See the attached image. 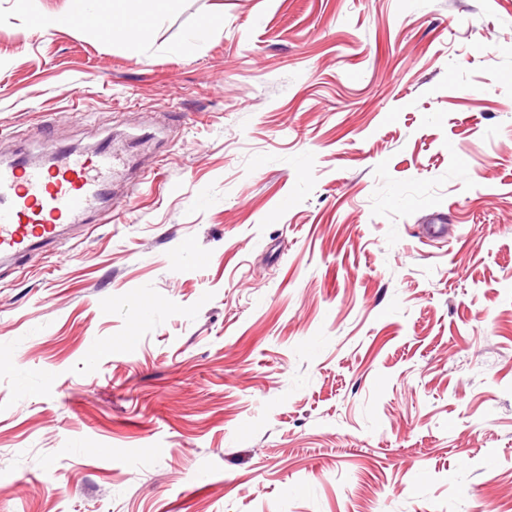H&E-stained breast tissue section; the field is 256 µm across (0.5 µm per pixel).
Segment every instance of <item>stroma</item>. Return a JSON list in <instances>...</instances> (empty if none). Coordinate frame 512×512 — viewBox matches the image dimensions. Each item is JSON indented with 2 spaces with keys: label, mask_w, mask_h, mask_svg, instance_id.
<instances>
[{
  "label": "stroma",
  "mask_w": 512,
  "mask_h": 512,
  "mask_svg": "<svg viewBox=\"0 0 512 512\" xmlns=\"http://www.w3.org/2000/svg\"><path fill=\"white\" fill-rule=\"evenodd\" d=\"M86 7L0 0V153L159 170L0 266V512H512V0ZM112 2V10L109 5ZM147 0H96L91 3L97 13L108 14L114 21L120 15L124 22L120 26L112 25L111 33H124L131 36V42L137 47L145 45L149 39V30L153 23L152 14L145 12Z\"/></svg>",
  "instance_id": "stroma-1"
}]
</instances>
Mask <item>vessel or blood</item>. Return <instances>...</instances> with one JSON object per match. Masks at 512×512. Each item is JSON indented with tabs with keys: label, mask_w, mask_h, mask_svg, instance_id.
<instances>
[{
	"label": "vessel or blood",
	"mask_w": 512,
	"mask_h": 512,
	"mask_svg": "<svg viewBox=\"0 0 512 512\" xmlns=\"http://www.w3.org/2000/svg\"><path fill=\"white\" fill-rule=\"evenodd\" d=\"M120 159L104 145L64 153L50 166L0 164V262L46 251L66 227L85 223L111 192Z\"/></svg>",
	"instance_id": "vessel-or-blood-1"
}]
</instances>
